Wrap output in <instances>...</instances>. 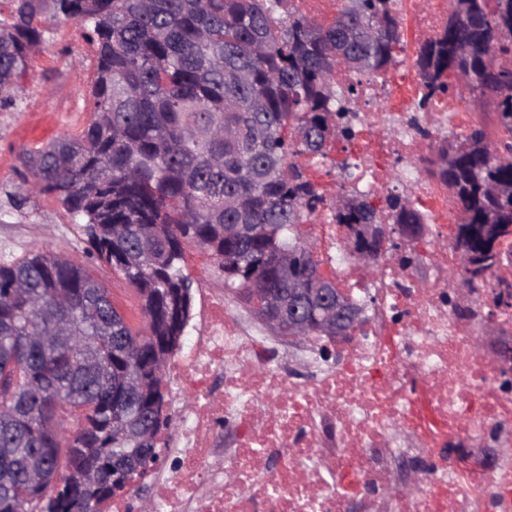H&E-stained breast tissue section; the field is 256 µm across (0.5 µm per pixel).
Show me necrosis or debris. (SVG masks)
Instances as JSON below:
<instances>
[{
    "instance_id": "1",
    "label": "necrosis or debris",
    "mask_w": 512,
    "mask_h": 512,
    "mask_svg": "<svg viewBox=\"0 0 512 512\" xmlns=\"http://www.w3.org/2000/svg\"><path fill=\"white\" fill-rule=\"evenodd\" d=\"M423 86L370 83L355 102L353 164L380 183L401 166L442 239L446 187L419 169L426 138L463 128L465 92L414 111ZM379 307L327 365L263 335L223 292L165 373L169 462L146 481L153 512H512V385L478 355L480 310L448 303V284L416 288L379 257ZM223 389H215L216 378Z\"/></svg>"
}]
</instances>
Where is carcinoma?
<instances>
[{
	"label": "carcinoma",
	"instance_id": "obj_1",
	"mask_svg": "<svg viewBox=\"0 0 512 512\" xmlns=\"http://www.w3.org/2000/svg\"><path fill=\"white\" fill-rule=\"evenodd\" d=\"M48 1L89 30L91 118L75 137L20 153L21 175L81 222L87 256L138 294L145 330L79 262L35 253L0 264V512H100L152 469L157 436L173 426L162 382L193 318L186 248L213 257L250 310L254 280L285 298L337 289L302 246L298 226L327 200L293 158L352 138L357 86L337 89L336 72L374 74L406 44L391 0H342L328 25L290 0H11L1 103L44 40ZM450 2L448 23L416 53L418 108L457 75L496 99L505 132L475 128L429 169L459 205L455 249L473 254L472 286L512 238V63H499L512 59V0ZM332 212L347 228L424 223L411 196L390 198L385 217L357 197ZM226 224L253 233L230 238ZM281 249L292 253L286 273Z\"/></svg>",
	"mask_w": 512,
	"mask_h": 512
}]
</instances>
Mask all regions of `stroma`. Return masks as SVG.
Here are the masks:
<instances>
[{
  "instance_id": "obj_1",
  "label": "stroma",
  "mask_w": 512,
  "mask_h": 512,
  "mask_svg": "<svg viewBox=\"0 0 512 512\" xmlns=\"http://www.w3.org/2000/svg\"><path fill=\"white\" fill-rule=\"evenodd\" d=\"M92 57V47L76 21L61 15L48 19L44 41L32 53L19 81L16 101L0 105V262L38 251L83 262L108 289L130 325L141 330L145 322L133 288L119 274L88 259L79 225L73 224L59 203L26 194L17 173V156L23 150L79 133L86 125L90 111L85 98L94 77ZM343 146L340 140L330 145L325 167L316 179L327 200L364 191L369 202L381 208L387 195H408L410 184L402 173H394L382 193L368 191L350 170L337 168L335 157ZM400 245L415 259L409 269L415 284L430 283L436 275L433 254L440 246L435 225H425L419 238L401 240Z\"/></svg>"
}]
</instances>
